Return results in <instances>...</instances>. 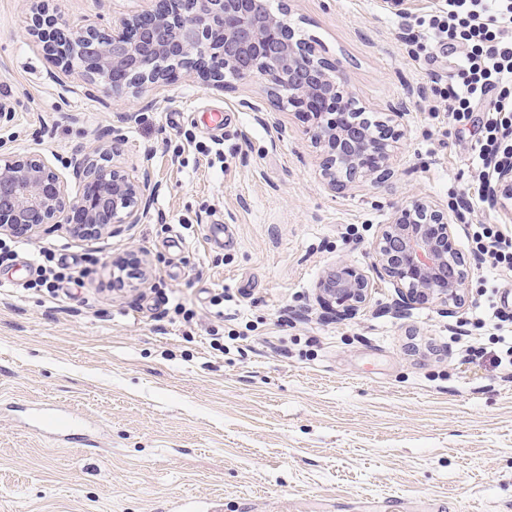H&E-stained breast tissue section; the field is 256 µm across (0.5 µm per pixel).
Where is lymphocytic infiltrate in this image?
Returning <instances> with one entry per match:
<instances>
[{
	"mask_svg": "<svg viewBox=\"0 0 512 512\" xmlns=\"http://www.w3.org/2000/svg\"><path fill=\"white\" fill-rule=\"evenodd\" d=\"M425 33L436 45L461 49L457 74L443 97L459 122L474 105L486 107L484 135L475 147L482 163H512V0H446ZM472 240L492 268L512 273V239L494 224L477 225Z\"/></svg>",
	"mask_w": 512,
	"mask_h": 512,
	"instance_id": "obj_1",
	"label": "lymphocytic infiltrate"
}]
</instances>
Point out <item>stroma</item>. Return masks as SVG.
Returning a JSON list of instances; mask_svg holds the SVG:
<instances>
[{
	"mask_svg": "<svg viewBox=\"0 0 512 512\" xmlns=\"http://www.w3.org/2000/svg\"><path fill=\"white\" fill-rule=\"evenodd\" d=\"M440 4L399 16L378 0H291L298 37L342 62L367 116L407 107L388 185L332 191L264 81L106 97L27 35L29 0H0V152L41 154L75 196L72 154L118 129L114 164L151 166L158 185L142 223L97 239L47 225L0 266V512H512V368L497 362L512 324L485 315H512V277L474 262L466 237L470 224L512 235V215L457 206L479 188L483 110L447 122L431 78L452 75L456 53L402 38ZM48 6L106 25L141 0ZM415 197L458 216L468 302L397 316L378 280L356 317L331 318L318 280L341 261L370 270L381 224ZM44 248L70 273L53 294L33 286ZM132 251L149 275L115 289L112 262ZM46 404L77 414L70 438L28 425Z\"/></svg>",
	"mask_w": 512,
	"mask_h": 512,
	"instance_id": "35a3bbf8",
	"label": "stroma"
}]
</instances>
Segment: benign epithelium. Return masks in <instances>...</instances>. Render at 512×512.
Instances as JSON below:
<instances>
[{
	"mask_svg": "<svg viewBox=\"0 0 512 512\" xmlns=\"http://www.w3.org/2000/svg\"><path fill=\"white\" fill-rule=\"evenodd\" d=\"M134 13L112 19L107 28L88 16L78 22L43 10L28 34L67 69L112 96L142 97L174 81L179 72L195 74L203 85L222 90L228 79L269 77L272 101H288L315 123L306 129L319 149L321 174L332 189L368 182L380 187L392 174L398 131L375 136L368 118L354 107L339 64L315 55L294 39L286 14L270 0H145ZM124 141L111 131L107 149L75 156L69 163L81 184L70 196L60 173L40 154L0 153V234L31 236L47 224H64L84 238L112 232L118 224L147 217L156 183L149 167L130 173L111 164ZM488 201L508 209L512 166L496 171ZM456 217L433 202L414 198L395 209L372 241V271L397 292L394 307L414 304L460 308L468 298L469 269L455 246ZM118 286H134L147 276V260L131 251L112 262ZM373 279L341 262L316 285L317 298L334 317L351 319L367 303Z\"/></svg>",
	"mask_w": 512,
	"mask_h": 512,
	"instance_id": "7a95c632",
	"label": "benign epithelium"
}]
</instances>
